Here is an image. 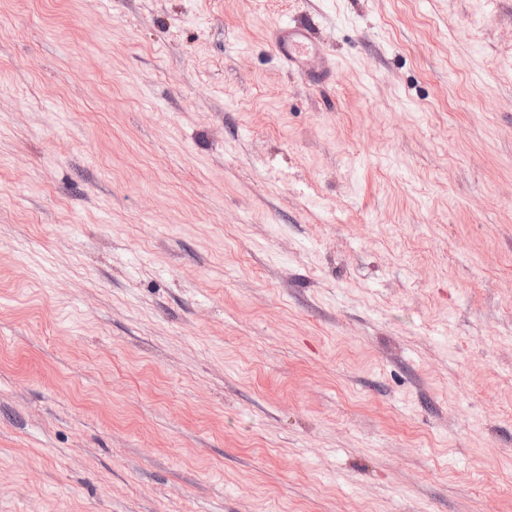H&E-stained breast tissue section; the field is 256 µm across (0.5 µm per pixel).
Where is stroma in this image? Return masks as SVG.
Wrapping results in <instances>:
<instances>
[{"instance_id": "obj_1", "label": "stroma", "mask_w": 512, "mask_h": 512, "mask_svg": "<svg viewBox=\"0 0 512 512\" xmlns=\"http://www.w3.org/2000/svg\"><path fill=\"white\" fill-rule=\"evenodd\" d=\"M0 512H512V0H0ZM271 39L275 51L282 59L313 79L323 77L329 70V64L326 60L322 62L318 69H308L303 65L304 57L321 54L308 26H288V23L278 24L272 29Z\"/></svg>"}]
</instances>
